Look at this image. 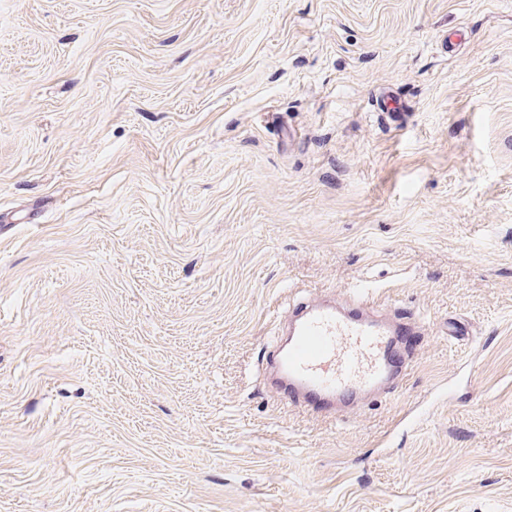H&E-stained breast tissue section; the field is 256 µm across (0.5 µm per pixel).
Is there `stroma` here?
<instances>
[{"mask_svg": "<svg viewBox=\"0 0 512 512\" xmlns=\"http://www.w3.org/2000/svg\"><path fill=\"white\" fill-rule=\"evenodd\" d=\"M358 284L402 385L281 401ZM0 512H512V0H0ZM348 297L341 305L307 302L276 321L266 370L288 404L341 416L345 402L397 388L410 353L423 346L412 316H383L372 297L355 291Z\"/></svg>", "mask_w": 512, "mask_h": 512, "instance_id": "1", "label": "stroma"}]
</instances>
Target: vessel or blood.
<instances>
[{
  "label": "vessel or blood",
  "instance_id": "vessel-or-blood-1",
  "mask_svg": "<svg viewBox=\"0 0 512 512\" xmlns=\"http://www.w3.org/2000/svg\"><path fill=\"white\" fill-rule=\"evenodd\" d=\"M372 297L350 292L344 304L317 299L278 319L267 372L289 404L327 417L345 402L394 390L410 354L423 344L410 316H384Z\"/></svg>",
  "mask_w": 512,
  "mask_h": 512
}]
</instances>
